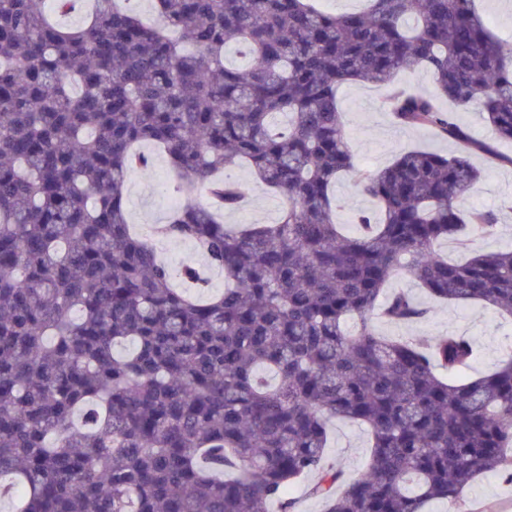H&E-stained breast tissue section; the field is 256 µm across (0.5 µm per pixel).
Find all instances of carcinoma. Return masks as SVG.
Segmentation results:
<instances>
[{"mask_svg":"<svg viewBox=\"0 0 512 512\" xmlns=\"http://www.w3.org/2000/svg\"><path fill=\"white\" fill-rule=\"evenodd\" d=\"M161 25L94 0L52 22L45 0H0V502L9 512H294L317 477L323 512H425L464 504L482 475L512 480V355L487 376L466 336L387 339L374 313L427 309L385 295L405 270L432 296L512 316V250L450 263L434 250L490 238L492 211L460 203L481 172L441 100L512 142V56L473 0H155ZM194 47L186 52L170 33ZM233 47L244 68L225 64ZM419 67L437 92L395 90L404 126L457 146L356 166L338 108L350 82L390 86ZM164 149L184 194L238 209L247 164L288 198L279 222L239 229L186 202L163 233L224 273L198 298L130 231L131 171ZM350 174L380 208L342 234L332 187ZM129 345L125 352L122 347ZM365 426L371 453L346 481L326 462L327 423ZM314 480L310 475L288 489L289 496L297 503V512H323V503L308 493V486Z\"/></svg>","mask_w":512,"mask_h":512,"instance_id":"1","label":"carcinoma"}]
</instances>
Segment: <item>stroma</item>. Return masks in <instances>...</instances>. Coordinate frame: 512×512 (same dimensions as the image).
<instances>
[{
  "mask_svg": "<svg viewBox=\"0 0 512 512\" xmlns=\"http://www.w3.org/2000/svg\"><path fill=\"white\" fill-rule=\"evenodd\" d=\"M385 93V87L358 83L344 85L339 92L349 147L359 166L374 171L390 164L399 154L414 149L454 152V144L430 131L398 125L383 107ZM497 148L506 157L505 162L497 165L487 164L481 154H473L472 159L481 167L483 178L464 204L495 211L499 232L491 238H470L463 246L452 239L439 242L438 252L450 261H464L469 253L476 251L512 247V142L498 143ZM150 156L149 167L134 171L127 182L130 221L145 235L167 223L172 210L171 205L160 200L158 186H165L170 192L175 189L168 179L166 156L156 150L151 151ZM230 175L243 185L245 199L237 210L223 212L225 223L272 224L279 219L287 205L282 195L274 193L248 167L232 169ZM333 194L337 200L336 220L346 234H356L355 219L359 213L377 209L375 202L364 195L350 177L339 178ZM389 286L410 293L429 313L423 320L406 324L375 318L374 324L382 336L418 339L453 333L469 337L481 351L480 358L468 371L473 379L491 373L503 359L512 355V318L500 316L482 304L461 306L436 300L403 272L396 274ZM370 446V435L365 427L340 418L330 420L326 458L342 470L345 479H353L363 470ZM466 508L468 512H512V483L499 474H487L468 492Z\"/></svg>",
  "mask_w": 512,
  "mask_h": 512,
  "instance_id": "1",
  "label": "stroma"
}]
</instances>
